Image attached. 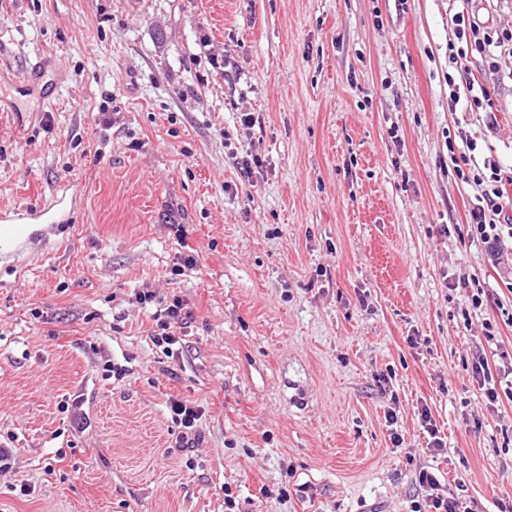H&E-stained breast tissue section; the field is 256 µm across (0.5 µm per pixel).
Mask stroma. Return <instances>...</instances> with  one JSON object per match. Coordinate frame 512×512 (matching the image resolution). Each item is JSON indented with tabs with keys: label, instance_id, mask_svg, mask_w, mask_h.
Instances as JSON below:
<instances>
[{
	"label": "stroma",
	"instance_id": "35a3bbf8",
	"mask_svg": "<svg viewBox=\"0 0 512 512\" xmlns=\"http://www.w3.org/2000/svg\"><path fill=\"white\" fill-rule=\"evenodd\" d=\"M451 8L0 0V59L67 75L25 130L0 114V204L78 192L64 232L0 259V512H412L423 469L469 512L512 506V401L472 372L512 366V271L450 162L468 137L512 166V83L489 84L496 127L449 111ZM143 291L188 302L177 356ZM172 396L202 406L201 442L176 447Z\"/></svg>",
	"mask_w": 512,
	"mask_h": 512
}]
</instances>
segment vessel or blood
<instances>
[{"label": "vessel or blood", "instance_id": "vessel-or-blood-1", "mask_svg": "<svg viewBox=\"0 0 512 512\" xmlns=\"http://www.w3.org/2000/svg\"><path fill=\"white\" fill-rule=\"evenodd\" d=\"M47 65L38 60L17 66L12 70L10 83L15 100L7 105L15 128L24 129L33 123L35 112L21 109L17 101L30 95L42 85ZM77 198L75 191L57 190L51 201L38 206L0 208V240L8 242L15 254H23L30 240L38 238L44 227L58 228L69 220V205Z\"/></svg>", "mask_w": 512, "mask_h": 512}]
</instances>
